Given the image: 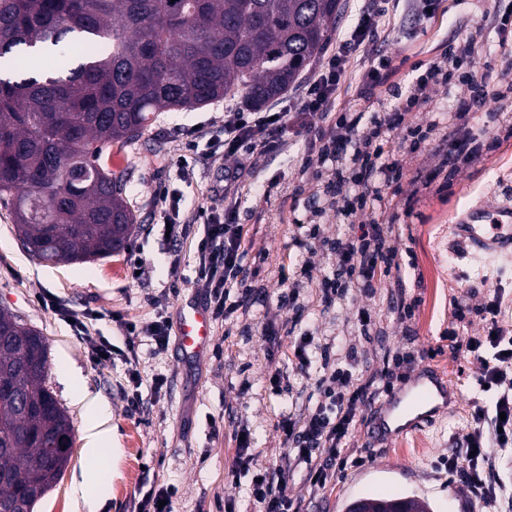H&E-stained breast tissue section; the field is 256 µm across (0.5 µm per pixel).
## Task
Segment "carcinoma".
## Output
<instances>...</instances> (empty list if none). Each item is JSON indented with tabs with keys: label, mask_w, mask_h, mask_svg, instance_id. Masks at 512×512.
<instances>
[{
	"label": "carcinoma",
	"mask_w": 512,
	"mask_h": 512,
	"mask_svg": "<svg viewBox=\"0 0 512 512\" xmlns=\"http://www.w3.org/2000/svg\"><path fill=\"white\" fill-rule=\"evenodd\" d=\"M340 0H0V200L30 255L86 263L124 249L135 217L103 149L137 138L157 112L239 93L259 109L329 40ZM43 334L0 309V512H22L61 478L51 448L73 438L45 385ZM426 512L415 496L367 498V512Z\"/></svg>",
	"instance_id": "carcinoma-1"
}]
</instances>
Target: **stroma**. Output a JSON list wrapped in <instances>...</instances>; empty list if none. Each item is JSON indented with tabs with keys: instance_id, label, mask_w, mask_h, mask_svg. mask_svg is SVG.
I'll list each match as a JSON object with an SVG mask.
<instances>
[{
	"instance_id": "35a3bbf8",
	"label": "stroma",
	"mask_w": 512,
	"mask_h": 512,
	"mask_svg": "<svg viewBox=\"0 0 512 512\" xmlns=\"http://www.w3.org/2000/svg\"><path fill=\"white\" fill-rule=\"evenodd\" d=\"M501 0H441L434 17L415 24L406 5L390 15L392 33L382 45L400 74L424 72L444 44L474 34L501 8ZM497 126L485 127L483 116L473 123L481 156L467 163L447 158L446 134L430 140L428 168L434 180L418 188L414 170H405L398 182V200L418 195L412 212L388 210L383 223L392 229L395 261L405 271L407 298L416 302L410 315L394 312L401 292L392 278L377 280L371 294L350 292L345 301L325 310L318 304L317 284L329 273L336 258L328 252L308 255L294 245L297 223L310 210L324 212L328 233L337 229L336 214L328 198L314 187L302 168L303 143L288 152L265 158L261 181H272L266 196L242 198L238 217L251 255L259 257L258 273L248 274L244 286L250 304L232 324L214 322V338L204 357L184 361L176 344L162 352L140 343L144 377L166 376L164 397H155L150 385H142L143 413L131 412L118 390L124 364L96 369L89 361L79 333L70 322L47 310L42 297L60 298L71 310L88 312L93 337L125 348L121 321L154 320L156 314L175 318L187 301H203L204 290L195 280L194 246L180 244L181 267L170 275L168 252L172 244L162 235L167 217L156 205V192L171 182L184 197L180 215L187 218L210 205L211 191L224 184L226 162L222 152L200 141L198 157L186 179H179L175 162L184 155L182 131L201 129L218 134L224 125L225 107L245 111L240 95L192 111L156 113L150 126L124 146H112L109 165L125 181V199L136 222L124 251L92 262L51 265L30 257L18 240L13 215L0 203V308L19 315L39 330L48 344L46 384L68 411L74 427L71 459L60 482L34 507V512H84L71 496V482L88 466L82 454L85 442L84 409L67 381L76 373L90 398L105 405L112 417V475L105 484L97 512H132V503L143 486L175 485L173 512H224L233 502L237 512H259L247 497L251 477L232 470L237 453L236 432L248 428L255 446L256 463L271 462L288 469L290 496L308 501L311 512H345L358 497L415 496L430 503L434 512H482L483 507L466 484L454 480L443 462L462 451L472 431L477 402H490L477 393L478 365L466 351L451 355L448 333L460 338L480 334L482 322L475 315L459 318L454 304L471 294L472 304L499 297V324L512 335V256L485 262L482 253L457 241L453 227L470 213L512 208V99H503ZM150 260L149 279L128 276L131 253ZM309 265L310 273L300 290L301 308L291 313L280 296L281 275ZM368 309L374 320L369 336L344 329L358 309ZM296 319L298 329L317 327L319 339L335 340L340 351L355 349L364 373L383 366L397 353L414 356V367L431 370L454 391L447 410L428 423L390 440L372 438L374 406L359 410L348 441V451L363 457L362 467L336 472L322 489L306 483L302 467L289 457L275 425L283 412L299 411L316 391L314 375H293L288 361L293 335L284 333L276 343L265 341L266 323ZM292 375L293 388L272 393L268 379L273 372ZM220 418L224 427L212 433L209 418Z\"/></svg>"
}]
</instances>
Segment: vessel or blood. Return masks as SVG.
<instances>
[{
    "label": "vessel or blood",
    "mask_w": 512,
    "mask_h": 512,
    "mask_svg": "<svg viewBox=\"0 0 512 512\" xmlns=\"http://www.w3.org/2000/svg\"><path fill=\"white\" fill-rule=\"evenodd\" d=\"M458 241L486 254L512 251V224L456 225ZM178 341L183 354L189 358L200 356L212 341V318L208 309L186 305L179 309ZM450 389L427 372H419L409 389L393 395L385 411L378 414L373 434L390 439L404 434L409 428L426 419L428 409L448 402Z\"/></svg>",
    "instance_id": "1"
}]
</instances>
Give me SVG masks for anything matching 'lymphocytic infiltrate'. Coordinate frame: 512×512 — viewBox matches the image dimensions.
Returning a JSON list of instances; mask_svg holds the SVG:
<instances>
[{"mask_svg": "<svg viewBox=\"0 0 512 512\" xmlns=\"http://www.w3.org/2000/svg\"><path fill=\"white\" fill-rule=\"evenodd\" d=\"M395 2L365 0L297 101L271 113L225 111L217 140L229 162L224 169V204L200 212L198 224L169 227L180 238L197 239L195 272L204 283L213 319L225 322L247 308L238 292L239 277L249 262L242 227L236 221L238 188L254 176L261 159L285 144L303 142L307 168L317 176L332 171L327 193L337 210L374 216L388 210L392 202L374 190L375 179L388 185L397 182L407 160L424 154L429 135L445 127L451 130L449 156L469 158L474 141L471 110L485 108L487 101L512 92L511 62L500 70L495 84L488 69L477 65L489 54L491 40L502 44L512 40V9L498 11L490 26L478 29L475 36L449 43L424 74L403 85L386 55L366 54L368 46L388 41L378 20L389 14ZM352 74L358 77L356 98L351 104H339L341 86ZM458 81L466 85L469 98L450 111L435 91L437 86L451 87ZM385 87L407 90V106L394 103L376 109L378 94ZM416 112L424 114V122L413 120ZM295 245L310 254L319 250L335 254V269L320 282L321 300L328 308L346 298L350 289L372 293L377 270L391 271L394 263L388 230L374 219L334 237L311 220L302 226ZM479 312L481 334L464 342L450 337L449 345L454 350L467 349L479 365L480 384L494 388L495 396L492 406H476L475 427L465 440V451L449 458L448 471L467 484L485 512H500L503 488L492 451L512 447V336H505L498 324L497 300L484 302ZM332 349L331 343L318 342L313 332L296 336L288 359L293 370L318 375L321 397L301 415L283 413L276 424L289 453L303 464L306 482L314 488L326 487L336 468L347 466L343 447L359 408L390 388L379 378H363L354 353L338 361ZM254 461L251 440L239 441L234 467L253 471L249 496L262 504L263 512H304L303 499L289 496L286 490L285 470L275 464L257 471Z\"/></svg>", "mask_w": 512, "mask_h": 512, "instance_id": "1", "label": "lymphocytic infiltrate"}]
</instances>
